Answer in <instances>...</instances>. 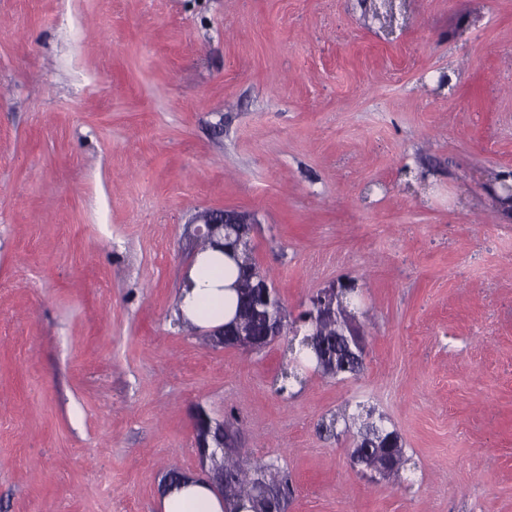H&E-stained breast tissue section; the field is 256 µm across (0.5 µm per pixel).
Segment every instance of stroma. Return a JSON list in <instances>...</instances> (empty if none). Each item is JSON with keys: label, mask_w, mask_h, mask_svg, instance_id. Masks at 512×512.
<instances>
[{"label": "stroma", "mask_w": 512, "mask_h": 512, "mask_svg": "<svg viewBox=\"0 0 512 512\" xmlns=\"http://www.w3.org/2000/svg\"><path fill=\"white\" fill-rule=\"evenodd\" d=\"M512 0H0V512H160L197 409L285 512H512ZM205 209L290 315L352 281L356 376L176 322ZM374 408L406 462L353 466Z\"/></svg>", "instance_id": "35a3bbf8"}]
</instances>
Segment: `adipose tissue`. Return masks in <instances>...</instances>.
Masks as SVG:
<instances>
[{
    "instance_id": "ef3b65f1",
    "label": "adipose tissue",
    "mask_w": 512,
    "mask_h": 512,
    "mask_svg": "<svg viewBox=\"0 0 512 512\" xmlns=\"http://www.w3.org/2000/svg\"><path fill=\"white\" fill-rule=\"evenodd\" d=\"M188 278L192 288L181 304L187 317L208 329L219 327L232 317L233 298L223 288V255L211 250L197 255ZM161 508L162 512H224V500L208 485L190 479L180 488L167 491Z\"/></svg>"
}]
</instances>
